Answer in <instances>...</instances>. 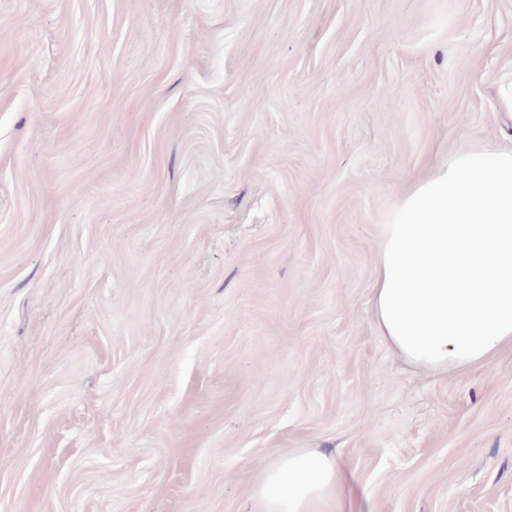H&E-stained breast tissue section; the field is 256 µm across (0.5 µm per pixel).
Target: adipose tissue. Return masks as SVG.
Returning a JSON list of instances; mask_svg holds the SVG:
<instances>
[{
    "label": "adipose tissue",
    "mask_w": 512,
    "mask_h": 512,
    "mask_svg": "<svg viewBox=\"0 0 512 512\" xmlns=\"http://www.w3.org/2000/svg\"><path fill=\"white\" fill-rule=\"evenodd\" d=\"M371 313L410 365L463 371L512 347V148L462 150L419 181L385 225ZM332 454L303 450L265 466L257 512H349Z\"/></svg>",
    "instance_id": "obj_1"
}]
</instances>
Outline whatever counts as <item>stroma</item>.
Returning <instances> with one entry per match:
<instances>
[{
    "label": "stroma",
    "mask_w": 512,
    "mask_h": 512,
    "mask_svg": "<svg viewBox=\"0 0 512 512\" xmlns=\"http://www.w3.org/2000/svg\"><path fill=\"white\" fill-rule=\"evenodd\" d=\"M512 0H0V512H512V348L377 336L385 224L512 146ZM344 474L329 453L309 449L265 466L252 489L257 512H351Z\"/></svg>",
    "instance_id": "obj_1"
}]
</instances>
